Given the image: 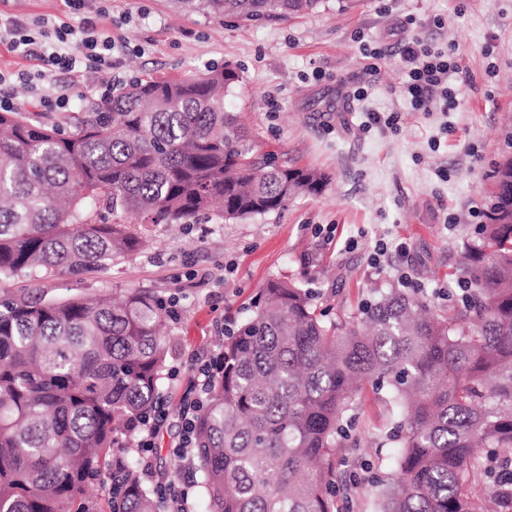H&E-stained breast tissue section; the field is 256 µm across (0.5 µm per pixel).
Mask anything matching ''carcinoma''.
<instances>
[{
	"label": "carcinoma",
	"mask_w": 512,
	"mask_h": 512,
	"mask_svg": "<svg viewBox=\"0 0 512 512\" xmlns=\"http://www.w3.org/2000/svg\"><path fill=\"white\" fill-rule=\"evenodd\" d=\"M183 11L246 20L311 13L322 0H172ZM230 65L135 81L64 133L0 112V280L92 271L134 254L125 224L244 219L315 195L324 176L255 155L224 110ZM456 279L468 294L375 287L333 318L302 282L270 280L224 337L222 363L195 420L205 512H342L370 465L360 445L367 390L398 409L393 471L372 477L379 512H486L490 459L512 451V155ZM147 289L119 300L21 295L0 302V512H87L92 484L112 512H158L130 443L132 420L160 406L170 343Z\"/></svg>",
	"instance_id": "carcinoma-1"
}]
</instances>
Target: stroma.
I'll return each mask as SVG.
<instances>
[{
  "label": "stroma",
  "instance_id": "35a3bbf8",
  "mask_svg": "<svg viewBox=\"0 0 512 512\" xmlns=\"http://www.w3.org/2000/svg\"><path fill=\"white\" fill-rule=\"evenodd\" d=\"M108 9L99 27L126 43L114 69L61 71L36 91L12 83L5 92L16 111L69 129L99 102L100 85L117 90L228 64L241 79L224 107L238 113L258 154L321 172L327 183L277 213L133 224L145 242L138 253L82 275L12 279L0 284V299L109 296L130 288L178 296L163 326L176 372L164 377L162 394L174 406L193 366L221 351L225 318L248 316L269 279L314 274L322 304L348 308L404 270L438 304L458 293L448 275L476 238L490 173L512 152V0H356L343 13L326 0L309 14L251 22L187 14L172 0H110ZM0 16L52 27L80 20L66 0H0ZM409 17L410 35L460 65L449 78L457 90L453 112L413 111L404 92L398 41ZM56 87L73 92L68 110L35 106L36 94ZM360 87L367 95L354 99ZM371 112L397 115L395 128H367ZM380 241L389 252L377 265L372 253ZM190 270L208 277L189 283L183 275ZM363 417L373 425L363 441L373 451L372 470L390 474L396 445L381 431L389 408L367 397Z\"/></svg>",
  "mask_w": 512,
  "mask_h": 512
}]
</instances>
